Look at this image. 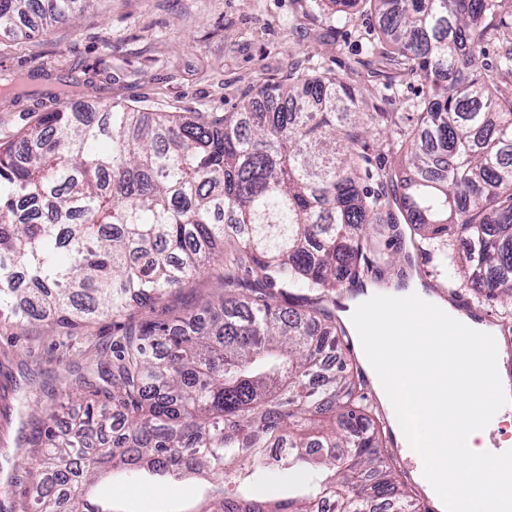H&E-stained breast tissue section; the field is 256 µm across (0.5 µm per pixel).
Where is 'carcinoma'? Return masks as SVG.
<instances>
[{
	"label": "carcinoma",
	"mask_w": 512,
	"mask_h": 512,
	"mask_svg": "<svg viewBox=\"0 0 512 512\" xmlns=\"http://www.w3.org/2000/svg\"><path fill=\"white\" fill-rule=\"evenodd\" d=\"M329 2L373 8L381 55L397 51L421 82L416 124L390 119L398 180L368 153L380 113L335 76L295 75L212 121L96 111L63 90V109L0 143V328L118 318L224 265L217 303L126 333L112 406L66 424L70 391L42 407L3 512H116L87 497L109 469L204 475L202 512H414L384 451L388 422L341 354L347 305L333 293L364 283L373 226L398 238L406 224L429 234L375 264L411 269L433 251L451 293L512 303V97L476 59L512 0ZM72 13L73 0H0V31ZM274 471L288 497L239 492Z\"/></svg>",
	"instance_id": "carcinoma-1"
}]
</instances>
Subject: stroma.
Returning <instances> with one entry per match:
<instances>
[{
  "label": "stroma",
  "mask_w": 512,
  "mask_h": 512,
  "mask_svg": "<svg viewBox=\"0 0 512 512\" xmlns=\"http://www.w3.org/2000/svg\"><path fill=\"white\" fill-rule=\"evenodd\" d=\"M379 21L357 9L330 13L315 0H93L90 7L30 36L0 35V82L25 77L32 94L0 91V142L20 138L61 108L58 91L93 108L143 112L240 111L264 85L290 74L329 73L353 81L370 106L414 123L424 99L416 78L380 60ZM222 268L173 290L154 308L85 328L28 325L0 333V442L32 431L30 417L63 389L79 403L105 399L112 350L124 326L201 309L224 294ZM209 482L194 476L161 483L122 471L99 494L118 512H197Z\"/></svg>",
  "instance_id": "stroma-1"
}]
</instances>
